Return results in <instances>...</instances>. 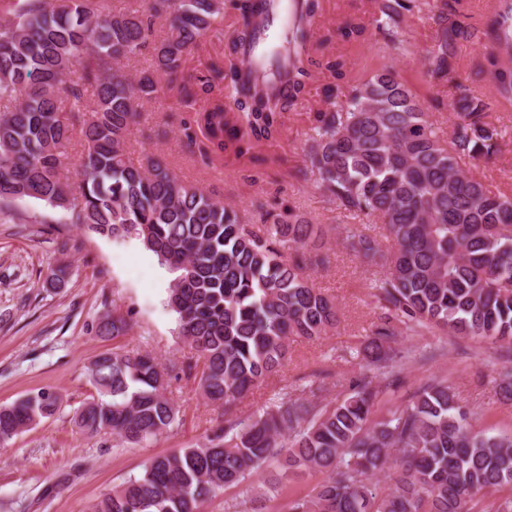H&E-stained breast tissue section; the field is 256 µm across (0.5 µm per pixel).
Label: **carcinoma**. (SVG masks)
Returning a JSON list of instances; mask_svg holds the SVG:
<instances>
[{
    "label": "carcinoma",
    "instance_id": "cac0c4a2",
    "mask_svg": "<svg viewBox=\"0 0 512 512\" xmlns=\"http://www.w3.org/2000/svg\"><path fill=\"white\" fill-rule=\"evenodd\" d=\"M226 6L241 19L235 62L184 74ZM317 8L318 0H297L292 50L252 71L245 51L269 21V0H132L112 14L97 0H18L14 19L0 23V201H42L72 224L135 238L152 252L174 274L168 305L203 365L200 389L223 409L204 441L152 458L91 512H204L212 496L273 463L283 477L323 474L288 501V512H512V436L474 430L448 379H430L406 404L375 416L383 397L402 388L406 363L444 355L443 346L417 355L396 345L400 327L512 345V198L460 166L464 157L491 161L501 137L486 105L456 78L459 43L478 37L463 14L443 2L439 40L426 57L429 78L455 85L448 136L391 66L316 112L305 173L339 207L379 218L393 241L384 249L359 225L343 226L348 249L387 272L370 283L382 313L358 350L367 368L341 399L323 401L317 379L296 397L281 389L258 414L239 411L284 366L290 337L318 339L339 320L336 303L306 275L308 264L327 261L321 228L271 213L246 224L161 159L135 165L128 157L129 129L162 80L184 102L213 99L200 117L206 160L280 136L283 113L310 77ZM406 9L407 0H379L377 28L397 26ZM484 35L491 81L512 101V68L499 64L500 54H512V8ZM143 53L150 65L132 80L120 63ZM76 137L73 187L61 168ZM127 331L116 310L97 326L100 337ZM192 370L164 367L149 351L101 354L89 369L97 397L75 424L123 444L156 440L179 424L171 376ZM61 407L60 396L40 391L0 406V445ZM505 489L511 495L488 501Z\"/></svg>",
    "mask_w": 512,
    "mask_h": 512
}]
</instances>
